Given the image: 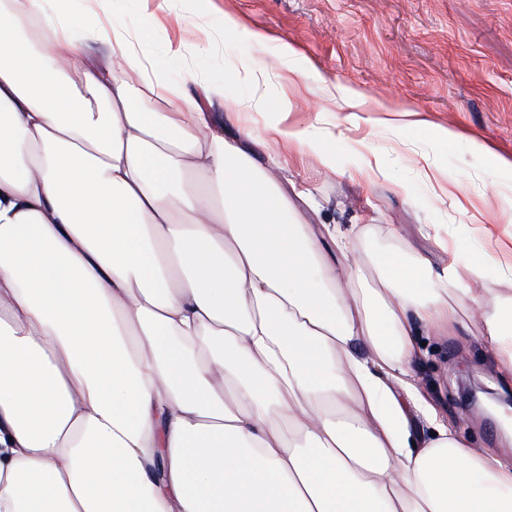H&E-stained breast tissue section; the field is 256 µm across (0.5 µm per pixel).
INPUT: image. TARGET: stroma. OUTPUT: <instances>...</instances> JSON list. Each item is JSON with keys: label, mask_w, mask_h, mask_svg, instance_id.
Returning a JSON list of instances; mask_svg holds the SVG:
<instances>
[{"label": "stroma", "mask_w": 512, "mask_h": 512, "mask_svg": "<svg viewBox=\"0 0 512 512\" xmlns=\"http://www.w3.org/2000/svg\"><path fill=\"white\" fill-rule=\"evenodd\" d=\"M227 11L267 32L265 46L234 36L197 49L193 0H117L112 18L131 27L140 8L160 20L145 50L164 60L170 81L192 70L224 77L232 57L249 51L269 70L259 108L236 111L242 88L205 107L210 124L241 132L257 161L274 168L279 182L310 194L316 224L363 228L365 261L398 250L425 259L433 271L452 260L437 239L466 244L482 269L485 287L506 288L512 271V176L493 170L473 142L512 155V0H219ZM290 44L308 70L289 73L277 58ZM360 91L368 106L359 119L334 99L337 86ZM386 101L426 111L434 123L464 131L465 140L443 143L433 133L376 125L370 111ZM310 128L335 153L326 168L299 147H285L271 132L279 121ZM374 149L386 171L366 170ZM400 228L387 238L384 225ZM479 329L427 338L414 370L422 391L438 402L474 448L512 456L499 417L468 406L469 389L512 397L485 359Z\"/></svg>", "instance_id": "obj_1"}]
</instances>
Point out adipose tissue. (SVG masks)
<instances>
[{"label":"adipose tissue","instance_id":"ef3b65f1","mask_svg":"<svg viewBox=\"0 0 512 512\" xmlns=\"http://www.w3.org/2000/svg\"><path fill=\"white\" fill-rule=\"evenodd\" d=\"M65 2L0 0V512H512V464L412 372L475 322L512 376V296L462 245L365 271L205 119L256 57L197 98L151 24Z\"/></svg>","mask_w":512,"mask_h":512}]
</instances>
